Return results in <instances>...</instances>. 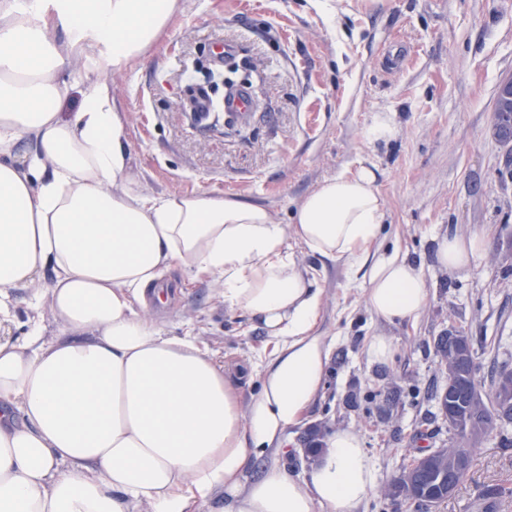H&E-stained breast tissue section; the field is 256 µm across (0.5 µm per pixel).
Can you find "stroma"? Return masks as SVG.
I'll use <instances>...</instances> for the list:
<instances>
[{
	"label": "stroma",
	"mask_w": 512,
	"mask_h": 512,
	"mask_svg": "<svg viewBox=\"0 0 512 512\" xmlns=\"http://www.w3.org/2000/svg\"><path fill=\"white\" fill-rule=\"evenodd\" d=\"M237 42L235 62L259 64L265 110L244 132L194 123L187 103L214 69V37ZM512 78V0H185L177 26L138 70L118 77L133 167L152 192L202 189L273 210L289 223L296 203L325 178L364 164L387 203L385 247L421 266L430 295L415 324L378 320L363 284L327 262L316 276V328L331 362L294 447L310 427L354 426L379 484L403 469L411 448H444L456 436L434 396L445 373L437 336L462 327L482 366L512 363V180L502 178L494 102ZM393 134L371 141L376 115ZM490 228L475 269L448 274L436 239ZM183 291L162 310L171 336L205 338L225 364L266 362L262 330H247L216 288L171 270ZM392 339L387 365L368 362L370 336ZM427 437H419V427ZM512 423L497 424L474 453L455 494L429 512H512Z\"/></svg>",
	"instance_id": "35a3bbf8"
}]
</instances>
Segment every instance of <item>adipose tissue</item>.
I'll return each mask as SVG.
<instances>
[{"label": "adipose tissue", "instance_id": "adipose-tissue-1", "mask_svg": "<svg viewBox=\"0 0 512 512\" xmlns=\"http://www.w3.org/2000/svg\"><path fill=\"white\" fill-rule=\"evenodd\" d=\"M182 12V0H0V326L23 292L59 329L45 339L35 318L23 339L0 337V512H363L377 485L352 428L300 479L264 454L305 421L330 361L312 259L361 277L391 324L424 312L425 278L383 247L367 166L324 179L288 224L220 193L145 189L112 81ZM488 238L445 235L436 260L470 272ZM176 267L219 282L225 307L274 340L251 399L207 343L163 333L161 280Z\"/></svg>", "mask_w": 512, "mask_h": 512}]
</instances>
